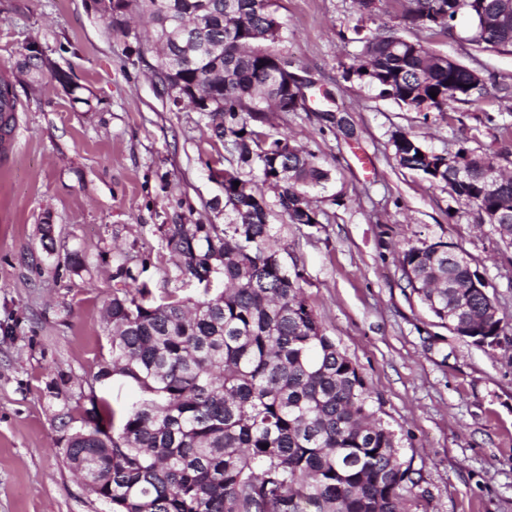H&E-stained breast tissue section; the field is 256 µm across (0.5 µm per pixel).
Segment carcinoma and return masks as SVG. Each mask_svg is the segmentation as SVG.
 Segmentation results:
<instances>
[{"instance_id": "obj_1", "label": "carcinoma", "mask_w": 512, "mask_h": 512, "mask_svg": "<svg viewBox=\"0 0 512 512\" xmlns=\"http://www.w3.org/2000/svg\"><path fill=\"white\" fill-rule=\"evenodd\" d=\"M200 2L175 0L177 24L156 11V0H137L149 26L138 44L160 57L156 81L168 94L187 92L191 103L196 88L208 101L202 115L214 135L238 155L239 167L210 170L223 179L224 224L163 225L171 253L183 259L179 275L203 299H156L139 275L117 265L125 287L105 310L111 357L93 381L134 388L138 398L120 406L92 398L81 425L71 427L64 462L99 499H112V512H405L412 461L400 458L395 430L326 334L300 272L284 263L287 248L274 240L266 200L242 178V168L258 170L289 223H321L309 191L329 180L328 171L286 137L249 124L264 121L269 109L293 111L272 0H207L212 12L203 30L193 17ZM395 2L404 25L427 31H446L466 13L478 50L512 54L508 0ZM130 3L115 0L103 18L108 30L125 31ZM360 42L348 76L400 105L415 109L428 99L445 112L487 95L479 70L450 64L392 27ZM11 94V83L0 79V146L15 127ZM391 145L400 167L446 184L480 222L512 200L511 176L499 197L482 194L492 158L469 154L472 176L460 180L440 158L418 156L427 148L414 134L398 131ZM398 263L441 325L477 345L500 338L502 319L486 317L489 301L469 287L473 269L464 253L423 241L401 251ZM219 278L224 289L215 291L211 280Z\"/></svg>"}]
</instances>
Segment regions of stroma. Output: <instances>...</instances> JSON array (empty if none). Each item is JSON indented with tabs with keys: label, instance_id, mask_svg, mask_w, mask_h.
<instances>
[{
	"label": "stroma",
	"instance_id": "35a3bbf8",
	"mask_svg": "<svg viewBox=\"0 0 512 512\" xmlns=\"http://www.w3.org/2000/svg\"><path fill=\"white\" fill-rule=\"evenodd\" d=\"M274 8L307 100L267 113L264 129L331 173L310 192L321 223L271 211L285 260L302 268L310 305L413 461L407 512H512V246L447 186L400 168L391 146L406 131L434 152L465 148L512 172V55L475 51L464 15L442 34L405 30L481 71L489 91L481 104L425 115L347 75L358 35L399 26L394 0L369 13L356 0ZM129 22L127 37L107 32L89 0H0V77L17 106L0 147V512H109L65 466L60 418L81 417L109 357L116 262L142 270L155 296L197 298L160 227L224 221V188L208 174L237 156L201 113L172 104L152 74L156 55L137 54L144 23ZM33 42L48 69L37 82L20 69ZM58 69L68 84L53 78ZM424 240L464 250L489 283L504 325L498 347L451 333L407 288L397 255ZM74 250L86 269L67 267Z\"/></svg>",
	"mask_w": 512,
	"mask_h": 512
}]
</instances>
